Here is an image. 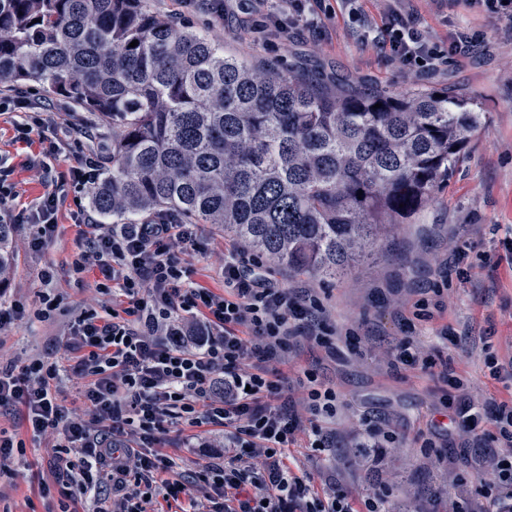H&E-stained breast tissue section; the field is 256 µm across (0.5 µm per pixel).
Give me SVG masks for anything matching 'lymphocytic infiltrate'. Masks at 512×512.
Here are the masks:
<instances>
[{
	"label": "lymphocytic infiltrate",
	"mask_w": 512,
	"mask_h": 512,
	"mask_svg": "<svg viewBox=\"0 0 512 512\" xmlns=\"http://www.w3.org/2000/svg\"><path fill=\"white\" fill-rule=\"evenodd\" d=\"M252 29L265 41L287 45L297 20L321 29L332 13L326 0H248ZM365 40L385 48L395 62L414 69H435L449 56L470 52L478 33L463 32L449 45L430 40L416 19L391 12L380 30ZM24 115L16 142L39 145L37 159L50 169L75 133L70 125H48L46 110L31 92L0 95V111ZM96 152L77 155L68 172L51 180L40 201L0 213L4 224H26L29 252L43 251L57 231L60 195L65 187L87 191L97 178ZM79 253L76 271L99 273L101 292L118 293L120 310L102 315L86 309L69 322L64 344L73 371L87 377L79 411L60 402L56 363L37 359L19 366L0 363V410L21 413L33 436L61 431L55 457L61 512L76 502L88 512H147L156 501H187L191 512H428L419 502L403 504L388 495L354 497L323 470L297 465L291 448L308 439L322 453L341 447V433H327L314 422L335 415L341 397L335 387L306 373L290 382L278 366L301 337L335 349L336 328L324 322V308L311 291L280 282L270 267L244 247L224 246V290L195 284L186 255L198 247L196 225L163 211L135 224H99L85 206L74 214ZM52 269H43L39 306L0 301V330L37 318L52 320L61 311L48 291ZM393 364L418 368L459 387L454 362L432 353L423 337L405 336L391 351ZM453 407L449 423L428 420L417 441L424 457L436 454L449 429L469 435L477 446L494 450L476 455L477 480L452 512H512V398H485L482 408L440 397ZM222 428L224 454L206 463L197 482L176 477L174 462L159 449L170 425Z\"/></svg>",
	"instance_id": "obj_1"
}]
</instances>
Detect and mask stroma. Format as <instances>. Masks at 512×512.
Returning <instances> with one entry per match:
<instances>
[{
  "label": "stroma",
  "mask_w": 512,
  "mask_h": 512,
  "mask_svg": "<svg viewBox=\"0 0 512 512\" xmlns=\"http://www.w3.org/2000/svg\"><path fill=\"white\" fill-rule=\"evenodd\" d=\"M333 16L325 32L310 31L298 24L287 47H265L249 33L243 0H224V19L216 21L205 7L188 12L182 0H147L157 16L178 22L224 44L239 58L272 66L295 76H313L332 85L343 83L353 90L371 89L397 93L418 87L448 89L469 94L486 122L470 143L463 159L435 193L413 223L402 225L381 249L355 266L341 283L326 284L320 278L297 275L276 267L277 278L293 287L318 293L330 324L341 333H351L355 343L339 342L338 353L301 340L284 374L293 376L309 369L336 387L344 400L335 418H318L322 429L346 426H387L403 438L406 468L401 479L386 486L401 494L405 484L418 488L438 512L448 508L449 471L473 478L468 459L474 452L465 433L445 443L447 465H435L421 454L416 438L418 419L428 413L436 399L447 391L446 382L407 366H392L388 348L397 338L422 330L414 305L433 299L435 289L444 311L433 327H447L458 349H468L479 337L491 336L494 350H512V22L506 18L464 5L449 6L447 0H399L403 16H415L433 40L449 44L457 33L470 30L484 34L471 52L450 56L447 65L428 72L406 70L373 44L361 41L342 0H330ZM15 112L0 114V157L13 166L17 195L13 207L34 203L47 189L39 166L28 164L29 147L15 142ZM55 120L81 129L91 128V147L101 163L112 159V126L98 114L75 107L56 112ZM79 200L66 188L59 204L58 232L42 252L19 250L14 271L0 282V298L35 303L42 288L39 274L52 267L53 292L62 297L64 315L31 322L0 332V360L25 365L35 359L57 363L60 388L66 406L79 405L84 378L68 371L63 341L72 316L87 305L111 307V295L97 287L98 273L89 268L76 272L77 228L73 214ZM199 250L188 258L192 280L222 291L224 278L220 255L223 235L210 224L198 227ZM60 432L40 439L25 436L23 454L15 455L8 472L0 474V512H60L59 492L40 496L39 482L53 483L54 446ZM224 438L218 428L197 430L196 446L185 449L178 428L165 436L164 452L171 455L184 476H192L211 457L222 455ZM299 465L321 462L342 486L368 490L372 477L365 468L351 465L341 450L316 456L312 449L292 451Z\"/></svg>",
  "instance_id": "stroma-1"
}]
</instances>
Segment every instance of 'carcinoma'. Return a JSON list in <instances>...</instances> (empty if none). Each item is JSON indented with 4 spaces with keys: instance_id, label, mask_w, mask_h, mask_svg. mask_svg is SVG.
<instances>
[{
    "instance_id": "carcinoma-1",
    "label": "carcinoma",
    "mask_w": 512,
    "mask_h": 512,
    "mask_svg": "<svg viewBox=\"0 0 512 512\" xmlns=\"http://www.w3.org/2000/svg\"><path fill=\"white\" fill-rule=\"evenodd\" d=\"M28 83L112 124L89 190L102 221L174 211L328 282L411 223L486 119L460 92L332 91L249 66L145 0H0V85ZM14 255L0 223V273ZM355 457L400 471L385 450Z\"/></svg>"
}]
</instances>
